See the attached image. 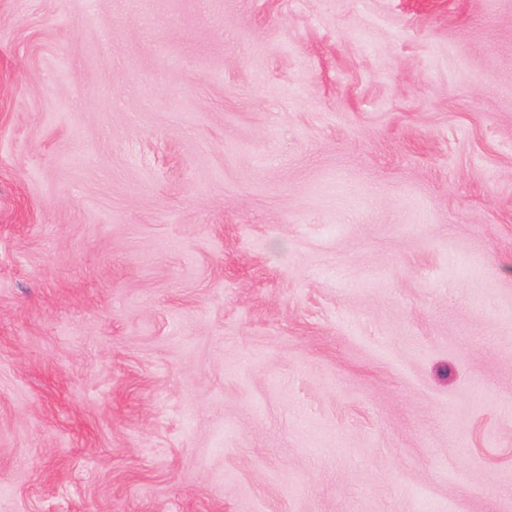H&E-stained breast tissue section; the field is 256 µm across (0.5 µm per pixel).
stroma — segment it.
Masks as SVG:
<instances>
[{
  "mask_svg": "<svg viewBox=\"0 0 512 512\" xmlns=\"http://www.w3.org/2000/svg\"><path fill=\"white\" fill-rule=\"evenodd\" d=\"M0 512H512V0H0Z\"/></svg>",
  "mask_w": 512,
  "mask_h": 512,
  "instance_id": "obj_1",
  "label": "stroma"
}]
</instances>
